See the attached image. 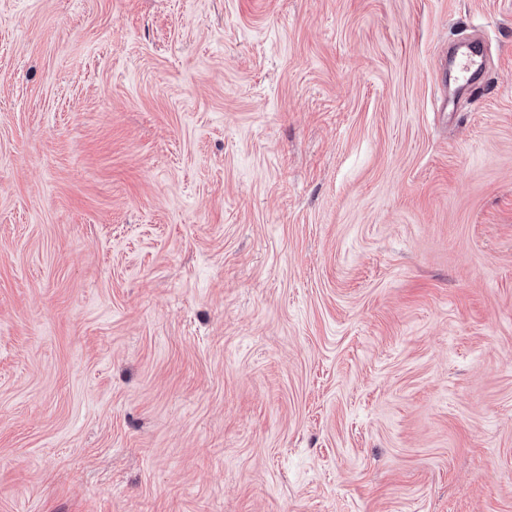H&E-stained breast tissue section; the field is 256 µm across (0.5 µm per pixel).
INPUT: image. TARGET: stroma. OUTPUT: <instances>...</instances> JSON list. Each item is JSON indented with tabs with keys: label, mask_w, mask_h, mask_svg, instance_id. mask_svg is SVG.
Returning <instances> with one entry per match:
<instances>
[{
	"label": "stroma",
	"mask_w": 512,
	"mask_h": 512,
	"mask_svg": "<svg viewBox=\"0 0 512 512\" xmlns=\"http://www.w3.org/2000/svg\"><path fill=\"white\" fill-rule=\"evenodd\" d=\"M0 512H512V0H0ZM461 56L459 70L464 78H471L486 65L482 41L478 38L469 41L466 50L461 53Z\"/></svg>",
	"instance_id": "stroma-1"
}]
</instances>
